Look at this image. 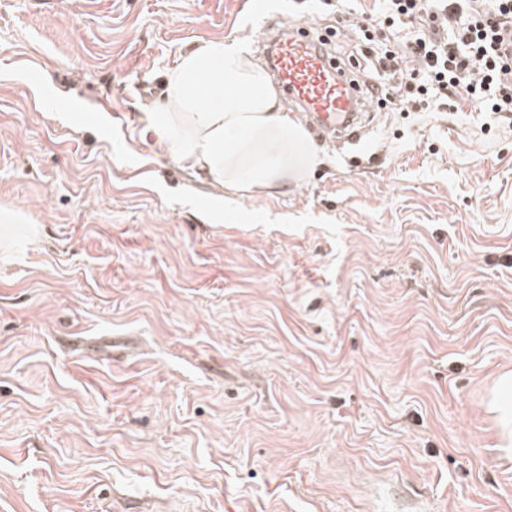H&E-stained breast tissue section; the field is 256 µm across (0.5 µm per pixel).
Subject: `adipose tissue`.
<instances>
[{"mask_svg": "<svg viewBox=\"0 0 512 512\" xmlns=\"http://www.w3.org/2000/svg\"><path fill=\"white\" fill-rule=\"evenodd\" d=\"M146 120L178 164L238 196L276 189L288 167L314 161L308 132L282 111L265 70L239 41L215 38L181 53Z\"/></svg>", "mask_w": 512, "mask_h": 512, "instance_id": "ef3b65f1", "label": "adipose tissue"}]
</instances>
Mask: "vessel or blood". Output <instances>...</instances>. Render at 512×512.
<instances>
[{
	"label": "vessel or blood",
	"instance_id": "1",
	"mask_svg": "<svg viewBox=\"0 0 512 512\" xmlns=\"http://www.w3.org/2000/svg\"><path fill=\"white\" fill-rule=\"evenodd\" d=\"M260 41L289 104L306 124L324 140L358 141L367 96L329 43L289 20L279 28L262 27Z\"/></svg>",
	"mask_w": 512,
	"mask_h": 512
}]
</instances>
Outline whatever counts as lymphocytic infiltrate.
<instances>
[{
	"label": "lymphocytic infiltrate",
	"mask_w": 512,
	"mask_h": 512,
	"mask_svg": "<svg viewBox=\"0 0 512 512\" xmlns=\"http://www.w3.org/2000/svg\"><path fill=\"white\" fill-rule=\"evenodd\" d=\"M354 27L364 42H394L374 63L400 108L472 101L512 117V0H383Z\"/></svg>",
	"instance_id": "lymphocytic-infiltrate-1"
}]
</instances>
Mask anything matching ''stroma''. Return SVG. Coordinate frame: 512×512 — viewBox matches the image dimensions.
<instances>
[{"label":"stroma","instance_id":"1","mask_svg":"<svg viewBox=\"0 0 512 512\" xmlns=\"http://www.w3.org/2000/svg\"><path fill=\"white\" fill-rule=\"evenodd\" d=\"M252 3L0 0V512H512V124L389 106L226 193L135 88L263 60ZM493 411L497 413V420L504 430V436L510 437L509 446L512 440V376L506 374L502 376L496 387V397L493 403Z\"/></svg>","mask_w":512,"mask_h":512}]
</instances>
